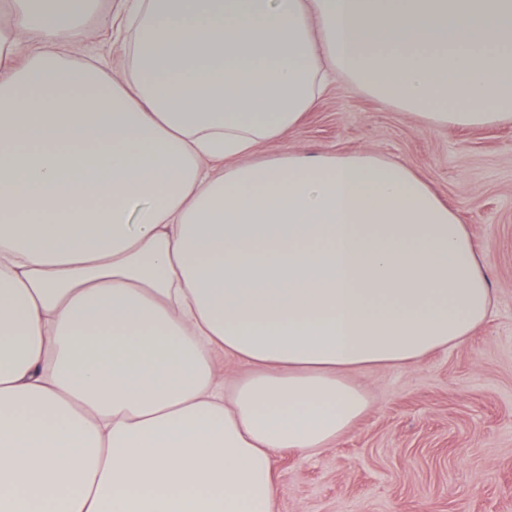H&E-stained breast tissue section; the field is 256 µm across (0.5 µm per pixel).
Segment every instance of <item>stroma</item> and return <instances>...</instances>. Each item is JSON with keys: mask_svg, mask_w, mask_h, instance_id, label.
Here are the masks:
<instances>
[{"mask_svg": "<svg viewBox=\"0 0 512 512\" xmlns=\"http://www.w3.org/2000/svg\"><path fill=\"white\" fill-rule=\"evenodd\" d=\"M72 60L126 72L101 0ZM310 155L365 152L412 168L464 224L494 307L466 344L359 375L369 406L316 454L280 452L274 512H512V126H427L344 82L278 144Z\"/></svg>", "mask_w": 512, "mask_h": 512, "instance_id": "obj_1", "label": "stroma"}]
</instances>
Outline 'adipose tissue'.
I'll list each match as a JSON object with an SVG mask.
<instances>
[{
	"label": "adipose tissue",
	"instance_id": "adipose-tissue-1",
	"mask_svg": "<svg viewBox=\"0 0 512 512\" xmlns=\"http://www.w3.org/2000/svg\"><path fill=\"white\" fill-rule=\"evenodd\" d=\"M98 2L0 28V512H273L276 454L335 443L364 368L465 344L492 299L406 164L255 155L333 75L512 125V0H113L119 81L63 51Z\"/></svg>",
	"mask_w": 512,
	"mask_h": 512
}]
</instances>
